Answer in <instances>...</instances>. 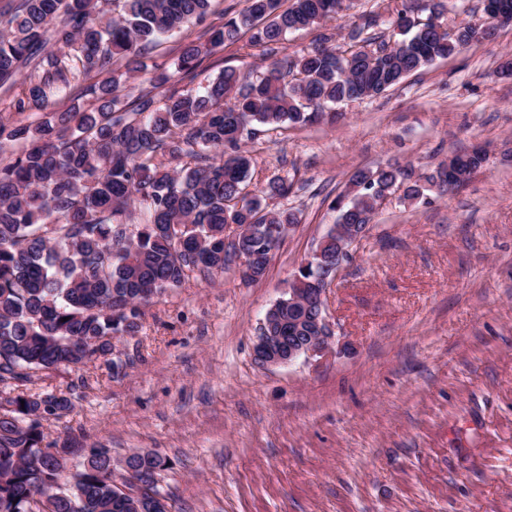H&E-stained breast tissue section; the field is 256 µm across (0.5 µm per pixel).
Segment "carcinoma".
<instances>
[{"label":"carcinoma","mask_w":512,"mask_h":512,"mask_svg":"<svg viewBox=\"0 0 512 512\" xmlns=\"http://www.w3.org/2000/svg\"><path fill=\"white\" fill-rule=\"evenodd\" d=\"M212 0H10L0 11V89L26 84L13 100L36 124L0 117V142L20 152L0 161V379L22 384L39 371L84 366L112 354V339L140 331L142 308L195 269L224 273L235 256L224 248V225L247 226L248 248L262 258L250 281L262 279L278 246L277 224L299 220L268 209L291 185L273 182L248 191L250 157L242 149L247 127L278 129L335 120L328 105L384 94L409 75L492 36L483 14L450 31L441 22L442 0H420L398 13L401 39L371 50L320 44L273 60L264 72L241 79L224 69L204 86L162 96L155 90L195 73L203 59L244 36L266 48L292 32L318 25L345 9V0H245L244 7L201 37L181 44L172 62H148L157 47L188 24L206 22ZM125 61V70L112 68ZM130 72L148 75L149 87L126 104L120 91ZM81 89L92 109L54 111L55 97ZM177 162L174 168L171 162ZM487 154L474 148L453 157L470 174ZM453 171L440 165L422 176L411 166L361 169L352 191L330 202L338 224L371 223L374 205L393 185L404 199L427 198V187L448 192ZM132 231H127V228ZM324 274L301 267L309 288ZM305 308L284 305L273 327L281 336H305ZM67 321H62V318ZM0 414V512H168L167 504L127 494L128 468L156 481L167 466L157 452L132 451L112 460L111 450L89 449L74 481L63 480L64 446H42V421L72 411L63 393L28 388L6 394Z\"/></svg>","instance_id":"obj_1"}]
</instances>
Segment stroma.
Instances as JSON below:
<instances>
[{
  "label": "stroma",
  "mask_w": 512,
  "mask_h": 512,
  "mask_svg": "<svg viewBox=\"0 0 512 512\" xmlns=\"http://www.w3.org/2000/svg\"><path fill=\"white\" fill-rule=\"evenodd\" d=\"M401 8L351 0L276 51L397 39ZM511 55L507 26L337 105L336 123L256 127L251 186L288 180L268 206L298 224L261 280L191 273L144 308L137 335L115 339L111 362L33 375L30 389L74 403L44 423L45 445H72L68 473L92 447L154 450L172 512H512V76L499 72ZM265 65L243 40L193 84ZM477 144L488 161L458 191L412 204L393 193L352 244L326 295L328 358L255 359L266 310L335 224L329 204L354 172L427 175Z\"/></svg>",
  "instance_id": "stroma-1"
}]
</instances>
